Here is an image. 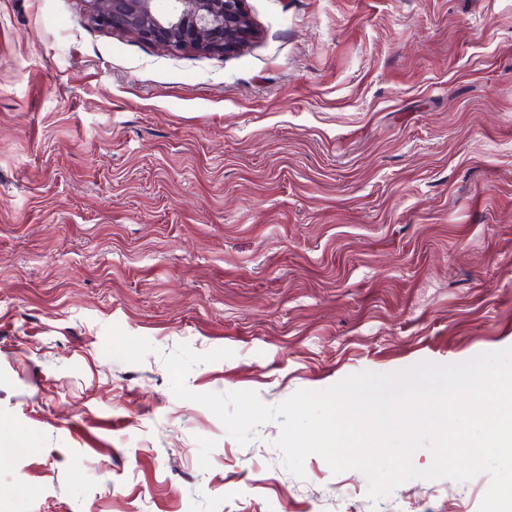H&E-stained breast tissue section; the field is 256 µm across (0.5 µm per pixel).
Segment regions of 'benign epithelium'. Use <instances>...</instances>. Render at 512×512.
Here are the masks:
<instances>
[{
  "mask_svg": "<svg viewBox=\"0 0 512 512\" xmlns=\"http://www.w3.org/2000/svg\"><path fill=\"white\" fill-rule=\"evenodd\" d=\"M92 22L169 48L222 54L248 33L243 0H89Z\"/></svg>",
  "mask_w": 512,
  "mask_h": 512,
  "instance_id": "obj_1",
  "label": "benign epithelium"
}]
</instances>
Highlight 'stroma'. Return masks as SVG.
Returning a JSON list of instances; mask_svg holds the SVG:
<instances>
[{"mask_svg":"<svg viewBox=\"0 0 512 512\" xmlns=\"http://www.w3.org/2000/svg\"><path fill=\"white\" fill-rule=\"evenodd\" d=\"M234 51L0 0V512H478L285 469L270 406L512 347V0H244Z\"/></svg>","mask_w":512,"mask_h":512,"instance_id":"obj_1","label":"stroma"}]
</instances>
